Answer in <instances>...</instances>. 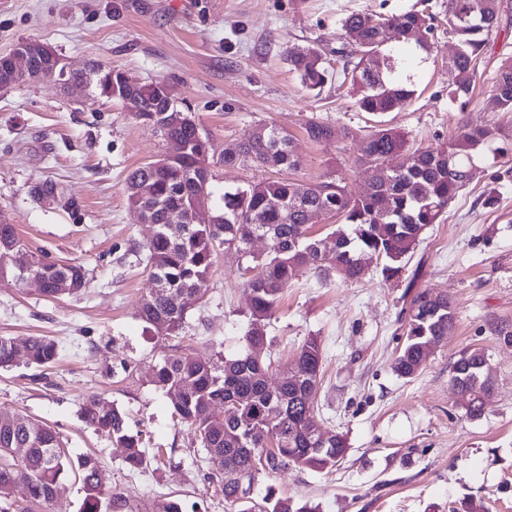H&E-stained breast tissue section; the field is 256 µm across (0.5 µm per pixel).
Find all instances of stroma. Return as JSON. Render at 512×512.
<instances>
[{"instance_id": "stroma-1", "label": "stroma", "mask_w": 512, "mask_h": 512, "mask_svg": "<svg viewBox=\"0 0 512 512\" xmlns=\"http://www.w3.org/2000/svg\"><path fill=\"white\" fill-rule=\"evenodd\" d=\"M418 0H0V56L21 41L42 43L73 68L102 63L142 82L157 79L191 104L211 139L216 190L274 177L271 169L224 167L225 149L259 125L288 131L300 183L344 178L361 193L368 173L357 162L359 140L374 124L356 104L342 64L340 20L352 11L391 14ZM446 0H431L437 29L426 60L413 71L416 94L385 115L409 148H433L471 121L500 128L507 155L488 153L479 175L430 226L408 262L418 287L448 294L456 323L419 373L398 376L393 362L403 343L399 311L404 281L373 273L362 281L324 286L308 267L297 270L268 336L278 366L311 336L323 348L315 399L322 429L343 433L348 452L331 472L295 467L264 471L253 497L267 491L315 506L317 512H512V346L493 332L512 326V112L500 111L491 85L512 58V0H501L500 32L478 66L467 104L450 100ZM315 46L327 52V82L305 90L285 51ZM311 121L332 126L326 143L310 140ZM163 150L159 132L120 104L85 91L71 93L45 80L0 91V211L31 251L56 263H79L88 284L75 295L48 298L32 283L0 282V336H50L60 346L54 367L18 362L0 370V412L20 413L58 431L71 457L95 454L122 512H156L177 500L185 512H225L192 461L201 451L171 417L166 394L152 384L155 363L175 346L230 357L243 348L250 298L234 255H221L206 296L179 339H163L139 319L150 272L126 249L146 243L128 200L126 179ZM55 183L59 199L43 203L33 188ZM494 205H485L487 196ZM485 351L495 379L487 412L466 417L449 385L452 363L467 349ZM130 364L125 374L122 364ZM100 395L126 412L130 426L149 431L168 460L129 470L123 451L86 427L81 407ZM80 480L68 478L53 501L31 504L13 496V512H83Z\"/></svg>"}]
</instances>
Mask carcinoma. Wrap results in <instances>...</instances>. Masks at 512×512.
<instances>
[{
    "mask_svg": "<svg viewBox=\"0 0 512 512\" xmlns=\"http://www.w3.org/2000/svg\"><path fill=\"white\" fill-rule=\"evenodd\" d=\"M448 36L456 41V52L448 59L454 83L448 97L468 98L476 79L479 60L499 29V0H448ZM434 17L423 10L391 15L351 13L341 21V47L336 55L345 59V76L355 89L359 109L377 118L393 111L414 95L408 70L413 60L430 52ZM392 28L398 39L386 42ZM286 56L302 86L315 91L327 76L324 53L310 46L288 48ZM112 72L119 87L132 86L139 103V120L163 127V142L182 144L183 152L167 153L135 168L128 176L130 203L149 194L148 204L156 208L154 233L144 245L133 244L130 252L150 267L155 287L142 305L140 318L159 336L180 335L189 309L175 300L196 293L207 281L219 252L238 258L243 285L249 294V326L245 348L233 357L205 356L184 350L154 366L152 382L165 391L177 421L193 429L195 444L205 453L210 466L234 474H210L224 494V502L240 506L239 512H314L296 506L288 498H266L249 503L251 487L260 473L255 458L265 456L263 469L270 471L294 466L315 472L329 471L347 453L341 433H316L310 427L314 394L320 384L321 341L310 336L302 344L277 386L268 383L269 364L253 358L268 345L267 325L298 268L309 266L318 281L354 282L368 275L363 264L367 256L380 261L386 281L404 279V296L409 301L400 310L404 343L395 359V371L403 378L414 377L426 362L424 355L448 335L456 311L448 295L416 287L417 273L405 275L408 261L425 230L437 224L448 205L471 182V169L499 139L496 129L467 123L448 142L435 148L412 150L405 136L378 125L363 138L359 163L370 173L364 192L353 194L343 179L302 185L286 177L248 182L227 188L223 206L212 204L210 139L198 134L194 112L177 125L167 122L170 105L161 80L140 82L127 73ZM497 106L512 112V62L503 64L492 83ZM237 144L224 151L226 167L246 166L295 171L298 156L291 149L287 131L273 124L258 126ZM314 142L334 136L324 123L305 126ZM200 210L197 224H167L169 210ZM292 212L281 223L284 210ZM317 212L332 220L328 230L310 233L309 214ZM264 236L268 250L252 252L254 237ZM22 245L12 224H0V279L21 282V274L4 254ZM31 268L50 282L60 274L75 276L78 293L86 287L87 273L80 264L57 268L27 254ZM27 362L49 367L59 356L57 343L46 336L26 339ZM450 384L466 398L460 403L469 418L486 412L494 392L484 351H463L453 363ZM83 421L95 431L124 448V462L134 471L146 464L148 438L132 432L125 414L97 395L88 397L81 409ZM82 479L86 493L85 512H100L107 478L98 459L85 455L72 461L59 434L50 425L19 413L0 415V512H9L13 485L29 483V501L48 502L53 489L69 474Z\"/></svg>",
    "mask_w": 512,
    "mask_h": 512,
    "instance_id": "1",
    "label": "carcinoma"
}]
</instances>
